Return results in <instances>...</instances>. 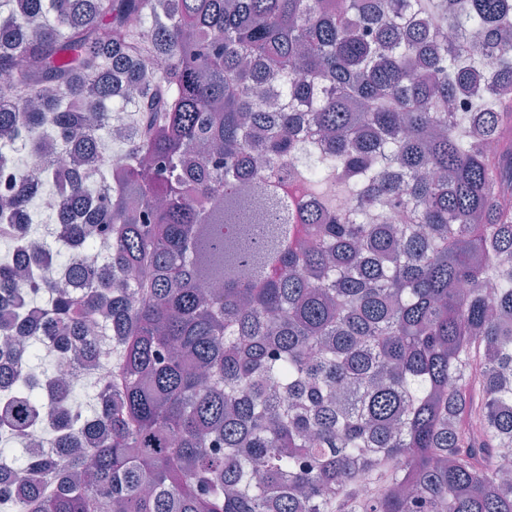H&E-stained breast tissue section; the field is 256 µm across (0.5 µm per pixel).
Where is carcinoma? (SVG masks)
I'll return each instance as SVG.
<instances>
[{"mask_svg":"<svg viewBox=\"0 0 512 512\" xmlns=\"http://www.w3.org/2000/svg\"><path fill=\"white\" fill-rule=\"evenodd\" d=\"M0 167L98 157L0 347L19 512H512V0H4ZM478 41L485 57L467 44ZM162 62L157 75L145 72ZM136 128L112 158L105 112ZM78 204L84 176L56 175ZM333 182L336 195L324 193ZM30 182L0 193L26 244ZM102 317L112 378L2 364ZM66 473L36 452L48 410ZM377 488L360 495L361 480Z\"/></svg>","mask_w":512,"mask_h":512,"instance_id":"1","label":"carcinoma"}]
</instances>
